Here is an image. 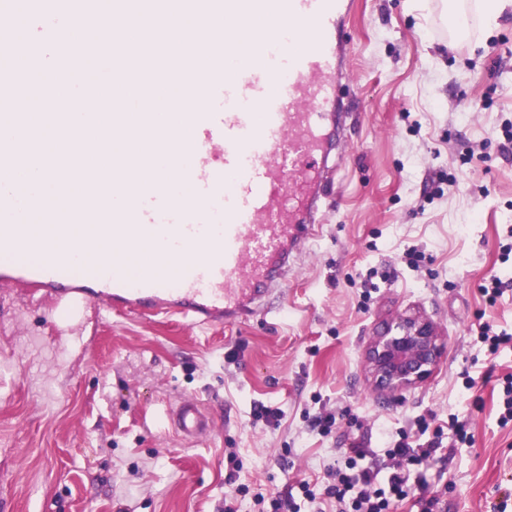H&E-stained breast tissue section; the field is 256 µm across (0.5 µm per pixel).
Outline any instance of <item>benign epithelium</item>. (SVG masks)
I'll list each match as a JSON object with an SVG mask.
<instances>
[{
	"label": "benign epithelium",
	"instance_id": "1",
	"mask_svg": "<svg viewBox=\"0 0 512 512\" xmlns=\"http://www.w3.org/2000/svg\"><path fill=\"white\" fill-rule=\"evenodd\" d=\"M444 354L436 327L420 315H400L373 337L367 362L377 387L398 392L425 381Z\"/></svg>",
	"mask_w": 512,
	"mask_h": 512
}]
</instances>
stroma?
<instances>
[{
  "mask_svg": "<svg viewBox=\"0 0 512 512\" xmlns=\"http://www.w3.org/2000/svg\"><path fill=\"white\" fill-rule=\"evenodd\" d=\"M442 0H354L346 26L355 119L323 235L304 250L268 312L194 324L88 309L0 287V512H224L237 485L275 493L322 481L339 449L381 450V432L415 416L468 418L427 472L442 512H512V422L499 392L512 346L488 357L480 324L512 333V283L500 247L512 228V12L494 27L443 35ZM0 70L50 107L63 62L44 16L0 0ZM416 251L408 265L404 255ZM433 321L446 351L424 383L376 387L366 349L395 315ZM201 400L214 421L190 443L165 413ZM265 405L276 424L256 419ZM336 416L331 434L308 418ZM237 464H230L229 453Z\"/></svg>",
  "mask_w": 512,
  "mask_h": 512,
  "instance_id": "1",
  "label": "stroma"
}]
</instances>
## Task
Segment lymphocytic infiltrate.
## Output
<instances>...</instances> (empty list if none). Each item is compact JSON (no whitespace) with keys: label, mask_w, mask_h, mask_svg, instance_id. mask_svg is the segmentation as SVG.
Listing matches in <instances>:
<instances>
[{"label":"lymphocytic infiltrate","mask_w":512,"mask_h":512,"mask_svg":"<svg viewBox=\"0 0 512 512\" xmlns=\"http://www.w3.org/2000/svg\"><path fill=\"white\" fill-rule=\"evenodd\" d=\"M452 432L461 443L469 442L466 421L450 415L447 426H430L425 416H417L412 431H400L388 440L383 455L354 444L341 449L334 465L328 466V483L317 489L300 482L299 495L265 498L256 495L257 503H268L269 512H392L399 503H408L410 512H440L439 491L430 489L424 467L442 450L445 432Z\"/></svg>","instance_id":"obj_1"}]
</instances>
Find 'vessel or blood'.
Segmentation results:
<instances>
[{"instance_id":"b4317fda","label":"vessel or blood","mask_w":512,"mask_h":512,"mask_svg":"<svg viewBox=\"0 0 512 512\" xmlns=\"http://www.w3.org/2000/svg\"><path fill=\"white\" fill-rule=\"evenodd\" d=\"M351 11L350 0H219L222 27L203 36L187 30L180 45L150 27L122 54L117 31L98 30L96 46L113 50L138 99L108 100L95 86L57 97L50 110L70 135L55 141H43L17 80L0 79L13 105L0 113L11 131L0 139V167L52 184L74 213H112L111 224L82 237L58 226L62 249L53 255L25 224L26 203L0 190V204L16 215L0 224V284L53 293L71 312L97 300L142 318L214 324L256 315L323 233L336 149L352 119L340 95ZM195 87L208 99L223 92V111H185ZM244 97L257 111L240 107ZM174 111L190 145L160 127V114ZM114 134L124 142L117 154L107 148ZM159 153L168 166L156 164ZM182 196L210 203L222 223L196 221L180 207ZM170 416L187 441L211 429L193 399Z\"/></svg>"}]
</instances>
